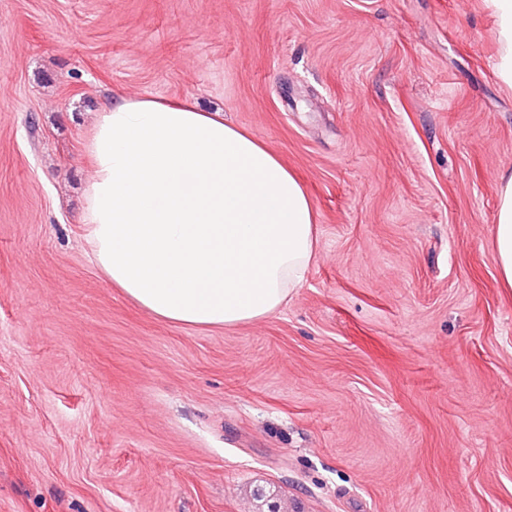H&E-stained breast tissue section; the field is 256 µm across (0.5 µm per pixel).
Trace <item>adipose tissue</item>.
Wrapping results in <instances>:
<instances>
[{
  "mask_svg": "<svg viewBox=\"0 0 512 512\" xmlns=\"http://www.w3.org/2000/svg\"><path fill=\"white\" fill-rule=\"evenodd\" d=\"M512 87V0H488ZM82 221L105 278L156 318L232 327L276 313L318 252L309 196L279 156L188 102L135 97L99 112ZM495 255L512 288V169L499 177Z\"/></svg>",
  "mask_w": 512,
  "mask_h": 512,
  "instance_id": "ef3b65f1",
  "label": "adipose tissue"
}]
</instances>
